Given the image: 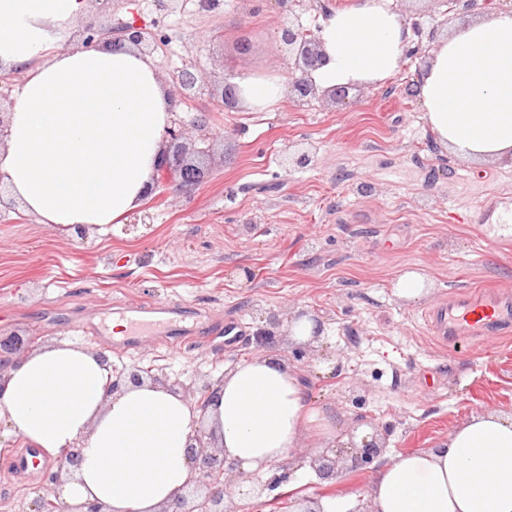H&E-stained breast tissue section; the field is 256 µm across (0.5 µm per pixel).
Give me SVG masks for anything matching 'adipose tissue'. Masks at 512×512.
<instances>
[{
    "instance_id": "obj_1",
    "label": "adipose tissue",
    "mask_w": 512,
    "mask_h": 512,
    "mask_svg": "<svg viewBox=\"0 0 512 512\" xmlns=\"http://www.w3.org/2000/svg\"><path fill=\"white\" fill-rule=\"evenodd\" d=\"M89 7L0 0V72L24 74L0 178L26 214L62 230H103L142 206L179 108L153 60L131 43L60 51ZM318 38L325 61L312 81L325 92L383 83L399 68L410 30L394 0H348ZM236 82L249 109L284 98L276 74L245 72ZM417 95L432 133L456 155L512 159V10L440 39ZM109 383L99 353L77 344L18 353L0 377V422L51 460L82 443L80 466L56 488L69 504L160 512L191 478L198 413L163 385L112 394ZM207 415L225 457L246 474L288 460L309 433L347 440L342 417L314 405L302 377L273 353L227 371ZM366 499L370 512H512V413L480 411L430 449L383 456Z\"/></svg>"
}]
</instances>
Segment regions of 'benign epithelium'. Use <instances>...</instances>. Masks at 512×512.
Here are the masks:
<instances>
[{
	"mask_svg": "<svg viewBox=\"0 0 512 512\" xmlns=\"http://www.w3.org/2000/svg\"><path fill=\"white\" fill-rule=\"evenodd\" d=\"M271 1L277 3L281 18L278 25V45L275 55L286 62L293 90L296 92L298 100L304 101L317 94V89L310 76L322 64L324 56L317 35L318 29L304 26L299 21L296 9L305 6L311 10L326 13L328 12V2L326 0H249L258 10ZM444 5L447 6L444 11L446 15L451 12L458 14L471 11L485 14L500 8V4L495 0H446ZM86 33L84 43L87 45L97 44L107 38L113 45L128 41L145 50L157 43L155 33L140 24L123 21L116 22L111 31L107 33L93 26L87 27ZM204 84L205 73L196 67L182 70L175 76L174 81L176 91L184 101L193 99ZM188 125L202 132L203 136L210 137V133L205 131V122L201 118L189 124L181 119L172 120L165 131V147L155 166L154 181L156 185L175 184L188 192L204 181L205 171L195 164L181 160L175 152V149L182 143ZM28 345L29 341L21 336H0V361L6 356L11 358L26 350ZM110 366L112 367V391L114 392H118L128 385H140L148 380L163 382L167 379L163 373H154L138 366L123 365L120 367L113 362L110 363ZM220 383L219 379L207 381L196 390L198 397L194 402V408L200 412V416H205ZM384 451V442L373 436L369 440H362L359 444L350 441L348 445L335 449L334 456L324 455L314 458L309 462V466L320 481L334 483L338 475V461L349 462L352 467L358 468L372 462ZM188 454L195 476L177 494L175 512H236L235 509L227 505L231 496L226 494V488L234 487L246 480L252 484V495L249 496V499L257 501L262 497L263 488L259 481L252 477H245L236 470L234 464L227 462L224 459L223 450L215 447L213 433L201 425L195 429ZM80 461L81 445L76 444L63 452L58 460L59 472L50 474L48 480L55 484L60 482L61 474L70 472L72 468L79 465Z\"/></svg>",
	"mask_w": 512,
	"mask_h": 512,
	"instance_id": "benign-epithelium-1",
	"label": "benign epithelium"
}]
</instances>
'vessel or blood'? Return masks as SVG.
<instances>
[{
    "label": "vessel or blood",
    "mask_w": 512,
    "mask_h": 512,
    "mask_svg": "<svg viewBox=\"0 0 512 512\" xmlns=\"http://www.w3.org/2000/svg\"><path fill=\"white\" fill-rule=\"evenodd\" d=\"M128 344L157 326L176 328L181 317L176 306L164 300L129 309ZM435 328L456 342L457 350L473 354L512 330V295L483 292L450 301L434 319Z\"/></svg>",
    "instance_id": "b4317fda"
}]
</instances>
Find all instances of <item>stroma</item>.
<instances>
[{
	"label": "stroma",
	"instance_id": "35a3bbf8",
	"mask_svg": "<svg viewBox=\"0 0 512 512\" xmlns=\"http://www.w3.org/2000/svg\"><path fill=\"white\" fill-rule=\"evenodd\" d=\"M399 8L420 22L422 50L381 85L350 89L346 105L320 96L302 104L289 93L250 112L225 107L219 92L231 72H283L275 6L255 14L249 0L209 11L197 0L174 10L159 0H90L61 49L82 42L86 23L107 29L130 15L159 34L150 56L165 85L192 65L208 76L209 91L177 112L206 115L215 138L206 178L189 194L154 188L128 218L134 232L117 224L84 241L19 206L1 209L0 335L107 351L116 364L167 373L188 400L259 353L256 332L273 315L275 353L347 433H377L390 455L433 447L473 413L512 410V335L481 354H456L425 321L439 302L512 288V225L500 219L512 212V162L465 159L436 139L404 88L420 78L442 6ZM297 151L309 153L308 166L288 165ZM411 270L425 275L428 293L409 303L395 284ZM158 298L187 316L173 336L159 329L128 348L108 329L89 339L78 332L90 320L108 326L122 304ZM301 316L321 323L320 337L292 338ZM319 444L308 438L291 455L305 475L300 494L363 500L376 464L340 465L328 486L309 467ZM19 446L0 438V505L31 512L49 472H12Z\"/></svg>",
	"mask_w": 512,
	"mask_h": 512
}]
</instances>
